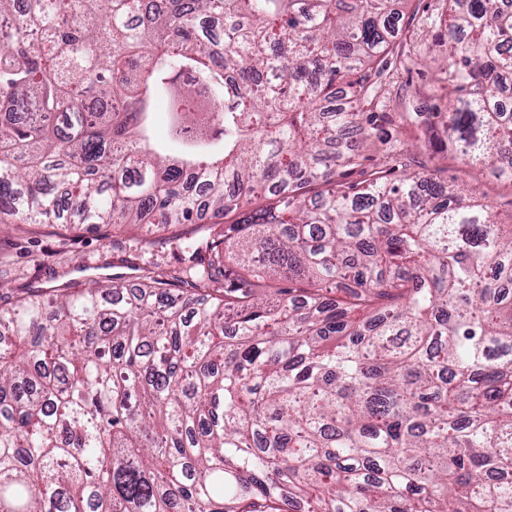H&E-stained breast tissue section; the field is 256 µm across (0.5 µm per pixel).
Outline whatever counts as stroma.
Returning a JSON list of instances; mask_svg holds the SVG:
<instances>
[{"label":"stroma","instance_id":"35a3bbf8","mask_svg":"<svg viewBox=\"0 0 512 512\" xmlns=\"http://www.w3.org/2000/svg\"><path fill=\"white\" fill-rule=\"evenodd\" d=\"M435 34L434 28L416 24L398 32L399 40L411 50L413 61L397 84L386 91L376 124L400 150L428 137L425 127L405 120L406 108L415 104L429 111L445 104L436 80L443 57L429 50ZM445 176L448 182L479 188L496 199L500 204L498 222L512 224L511 182L454 163L448 165ZM194 230L191 224L146 232L109 224H25L13 218L0 224V285L16 295L30 288L46 290L71 279H128L142 267L165 274L178 266L173 238L191 235Z\"/></svg>","mask_w":512,"mask_h":512}]
</instances>
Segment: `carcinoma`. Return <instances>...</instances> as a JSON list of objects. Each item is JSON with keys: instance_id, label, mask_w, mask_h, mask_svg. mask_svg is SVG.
Masks as SVG:
<instances>
[{"instance_id": "obj_1", "label": "carcinoma", "mask_w": 512, "mask_h": 512, "mask_svg": "<svg viewBox=\"0 0 512 512\" xmlns=\"http://www.w3.org/2000/svg\"><path fill=\"white\" fill-rule=\"evenodd\" d=\"M404 2L0 0V216L212 219L189 276L0 301V512H512V225L363 167ZM439 27L418 116L512 182V10Z\"/></svg>"}]
</instances>
